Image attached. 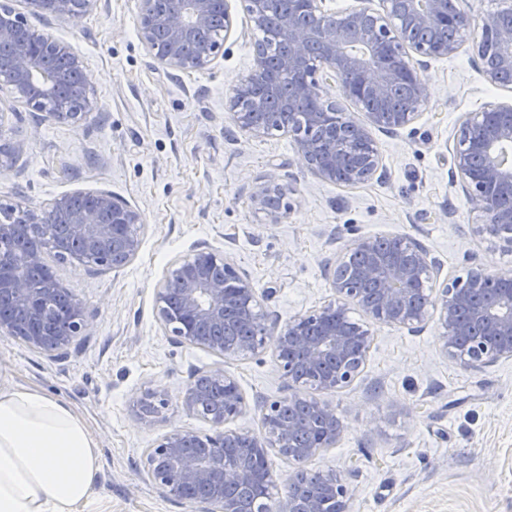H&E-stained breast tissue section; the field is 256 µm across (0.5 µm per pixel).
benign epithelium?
Segmentation results:
<instances>
[{"label": "benign epithelium", "mask_w": 512, "mask_h": 512, "mask_svg": "<svg viewBox=\"0 0 512 512\" xmlns=\"http://www.w3.org/2000/svg\"><path fill=\"white\" fill-rule=\"evenodd\" d=\"M34 13L67 18L88 11L94 0H25ZM258 29L270 24L272 0H239ZM327 0H305V15L288 10L277 17V38L285 45L281 69L302 74L295 93L314 103L308 123L323 126L320 141L279 123L260 125L242 109L254 85L265 78L264 57L254 54L249 74L237 84L225 106L243 132L262 137L271 131H287L296 152L318 179L336 185L355 186L368 181L379 167L374 148L351 161L346 155L345 127L326 126L336 102L321 90L335 86L347 98L383 99L399 81L409 87L407 104L394 112L367 113L370 124L403 129L420 116L427 88L416 66L421 59L455 54L470 41L481 61L487 83L512 85V0H500L480 31L471 33L469 15L451 13L449 0H377L342 11H329ZM224 10V34L234 27L230 0H174V7L154 11L142 2L139 38L159 67L181 73L207 70L224 55V43L212 40L194 55L183 46L209 28L217 5ZM12 52L9 80L14 101L47 111L58 123L74 122L88 111L90 81L82 59L69 45L50 34L32 31L13 0H0V48ZM0 152V168L12 166L23 154L25 143L8 141ZM512 105H488L464 119L457 130L453 165L478 224L475 232L493 241L495 248L512 252ZM290 188L267 176L258 179L251 192L255 209L276 224L288 213ZM86 208L73 205L63 195L47 205L24 208L0 207V242L22 235L30 226L54 224L61 212L67 224L57 251L73 264L94 259L114 268L131 261L140 248L141 213L110 192L91 193ZM45 265V252L30 249L20 255L0 251V299L22 312L24 322L0 319V334L21 339L28 348L50 355L66 350L90 327L82 302L58 278L52 276L36 290L30 271ZM178 282L177 295L168 283L156 290L157 316L180 343L205 349L224 358L254 353L271 344L283 376L293 384L309 383L323 393L349 386L358 376L372 342L366 322L351 318L358 307L373 321L413 330L436 319L441 350L453 361L479 369L502 359H512V286L500 284L480 265L465 279L440 280L439 269L428 250L408 236L386 240L363 237L340 250L329 272L333 298L318 309L290 320L268 335V316L249 280L225 256L198 251L180 259L171 272ZM224 388L222 409L206 415L214 433L199 435L174 429L146 450L143 471L163 493L192 506H211V512H239L237 494L253 482L246 459L228 462L224 448L247 440L243 452L268 458L275 450L297 465L323 448H334L343 439L346 425L330 403L295 393L288 402L311 408L304 420L284 419L283 402L264 403L263 435L256 436L224 425L242 414L244 398L236 381L224 369H211L182 391L181 404L199 413L206 400L202 381ZM289 485L279 512H322L330 498L347 512L355 489L334 472H318L314 486L298 503Z\"/></svg>", "instance_id": "1"}]
</instances>
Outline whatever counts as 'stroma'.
Here are the masks:
<instances>
[{"label": "stroma", "instance_id": "35a3bbf8", "mask_svg": "<svg viewBox=\"0 0 512 512\" xmlns=\"http://www.w3.org/2000/svg\"><path fill=\"white\" fill-rule=\"evenodd\" d=\"M141 0H98L65 19L27 12V25L66 42L83 60L93 108L60 124L13 102L0 80L7 138L26 142L0 170V205L45 204L73 193L107 191L143 217L140 249L112 269L52 263L84 306L91 328L58 355L29 350L0 335V372L73 404L102 455V473L85 512H191L143 479L147 448L174 429L212 433L177 396L195 373L223 366L246 401L231 428L261 435L264 402L294 394L273 351L222 358L175 341L160 324L157 288L176 262L199 250L226 254L262 295L269 326L327 303L325 276L337 253L360 237L409 236L422 243L442 277L466 278L472 266L512 269V254L473 231L453 166L460 122L490 104H512V87L484 79L470 44L426 60L428 90L420 117L388 130L370 125L359 104L336 100L367 127L381 158L368 182L344 187L308 171L291 137L241 132L225 100L253 65L258 34L243 11L212 69L169 74L138 34ZM288 183V212L269 223L250 194L258 178ZM372 344L354 382L324 394L347 432L308 461L356 489L350 512H512V360L481 369L439 348L438 326L411 331L371 323ZM167 391L162 417L144 418L137 402Z\"/></svg>", "mask_w": 512, "mask_h": 512}]
</instances>
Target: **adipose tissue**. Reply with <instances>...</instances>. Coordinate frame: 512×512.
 Segmentation results:
<instances>
[{"label": "adipose tissue", "mask_w": 512, "mask_h": 512, "mask_svg": "<svg viewBox=\"0 0 512 512\" xmlns=\"http://www.w3.org/2000/svg\"><path fill=\"white\" fill-rule=\"evenodd\" d=\"M101 469V451L76 408L0 375V512H79Z\"/></svg>", "instance_id": "adipose-tissue-1"}]
</instances>
